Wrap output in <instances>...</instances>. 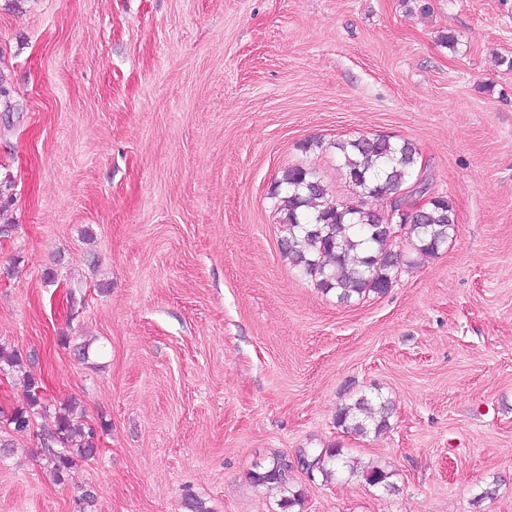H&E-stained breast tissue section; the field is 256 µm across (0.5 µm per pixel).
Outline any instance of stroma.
Segmentation results:
<instances>
[{"mask_svg":"<svg viewBox=\"0 0 512 512\" xmlns=\"http://www.w3.org/2000/svg\"><path fill=\"white\" fill-rule=\"evenodd\" d=\"M0 74V344L104 426L60 482L36 417L0 512H512V0H0ZM360 135L414 141L458 231L345 305L272 190L300 165L354 202ZM377 395L387 430L337 425ZM323 446L397 492L250 478ZM289 464L286 457L273 456L265 464L256 465L250 473L251 480L259 486L267 488H282L286 485V474Z\"/></svg>","mask_w":512,"mask_h":512,"instance_id":"1","label":"stroma"}]
</instances>
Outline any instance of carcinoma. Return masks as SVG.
Returning a JSON list of instances; mask_svg holds the SVG:
<instances>
[{
    "label": "carcinoma",
    "mask_w": 512,
    "mask_h": 512,
    "mask_svg": "<svg viewBox=\"0 0 512 512\" xmlns=\"http://www.w3.org/2000/svg\"><path fill=\"white\" fill-rule=\"evenodd\" d=\"M345 179L356 202H331L316 170L294 166L285 171L272 191L280 215V251L296 272L310 279L322 291L335 294L337 302L349 304L367 295L384 293L403 267L414 264L405 258L400 244L419 256H434L448 245L457 232L453 203L437 196L413 211L404 225L400 241L386 245L387 212L366 206L364 199L384 201L402 193L420 175L422 155L416 143L389 136H359L335 144ZM28 358L15 348L0 345V372L20 374L24 403L9 412L0 411L4 435L0 455L13 447L9 435L30 432L36 415L47 411L41 382L27 371ZM80 403L72 398L54 412L52 427L40 433L46 456L57 480H64L77 459H90L98 449L95 428L74 422ZM391 401L366 396L339 409L336 424L364 436L388 427ZM313 471L329 483L342 472L361 474L372 486L388 492L397 490L393 473L381 466L359 468V462L345 456L342 449L311 448L306 451ZM289 464L275 455L250 473L258 486L282 488Z\"/></svg>",
    "instance_id": "carcinoma-1"
}]
</instances>
